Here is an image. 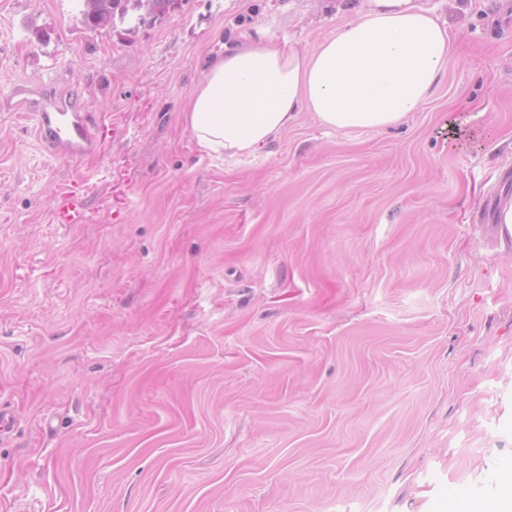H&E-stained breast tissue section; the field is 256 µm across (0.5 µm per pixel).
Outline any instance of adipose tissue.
<instances>
[{
	"label": "adipose tissue",
	"mask_w": 512,
	"mask_h": 512,
	"mask_svg": "<svg viewBox=\"0 0 512 512\" xmlns=\"http://www.w3.org/2000/svg\"><path fill=\"white\" fill-rule=\"evenodd\" d=\"M347 22L312 51L261 37L210 61L185 114L209 154L251 156L300 109L336 130L399 124L434 93L453 45L446 23L418 0H342Z\"/></svg>",
	"instance_id": "ef3b65f1"
}]
</instances>
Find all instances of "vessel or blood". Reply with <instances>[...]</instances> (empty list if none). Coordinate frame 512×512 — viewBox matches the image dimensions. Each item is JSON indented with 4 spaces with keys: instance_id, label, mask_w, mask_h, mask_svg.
Wrapping results in <instances>:
<instances>
[{
    "instance_id": "vessel-or-blood-1",
    "label": "vessel or blood",
    "mask_w": 512,
    "mask_h": 512,
    "mask_svg": "<svg viewBox=\"0 0 512 512\" xmlns=\"http://www.w3.org/2000/svg\"><path fill=\"white\" fill-rule=\"evenodd\" d=\"M16 105L33 116L40 138L55 152L68 156L94 153L99 144V123L80 111L73 101L62 95L32 99L27 89L14 91ZM54 218L60 224H82L86 221L81 198L65 196L57 206ZM492 499L500 512H512V471L502 470L493 480Z\"/></svg>"
}]
</instances>
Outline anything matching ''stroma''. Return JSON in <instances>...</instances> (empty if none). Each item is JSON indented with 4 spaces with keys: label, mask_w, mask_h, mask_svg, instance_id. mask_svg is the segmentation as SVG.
<instances>
[{
    "label": "stroma",
    "mask_w": 512,
    "mask_h": 512,
    "mask_svg": "<svg viewBox=\"0 0 512 512\" xmlns=\"http://www.w3.org/2000/svg\"><path fill=\"white\" fill-rule=\"evenodd\" d=\"M422 3L454 49L421 109L227 157L184 120L202 61L312 49L331 0H0V101L102 122L71 158L0 110V512H454L512 466V0ZM82 22L90 28H104L109 26L115 17L116 11L123 12L125 7L122 0H82ZM54 218L59 224H83L86 221L84 203L73 195L65 196L57 206Z\"/></svg>",
    "instance_id": "35a3bbf8"
}]
</instances>
